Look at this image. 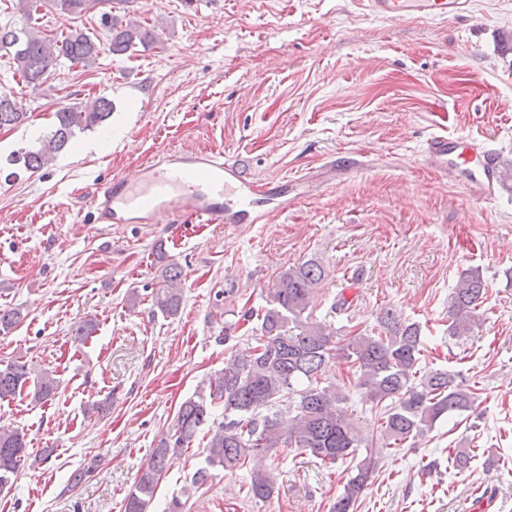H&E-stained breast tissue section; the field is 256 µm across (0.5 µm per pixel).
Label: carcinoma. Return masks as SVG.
Returning a JSON list of instances; mask_svg holds the SVG:
<instances>
[{
	"label": "carcinoma",
	"mask_w": 512,
	"mask_h": 512,
	"mask_svg": "<svg viewBox=\"0 0 512 512\" xmlns=\"http://www.w3.org/2000/svg\"><path fill=\"white\" fill-rule=\"evenodd\" d=\"M42 0H18L23 26H0V57H11L15 73L27 86L37 88L65 59L74 65L92 67L102 53L101 43L84 30L71 28L66 35L49 37L42 30ZM61 13L78 19L93 9L95 0H52ZM100 25L109 33L108 53L122 55L139 45L156 43L154 30L139 21H122L104 11ZM112 102L106 97L92 104L62 106L54 112L53 129L37 145L18 152L16 161L32 173L43 170L70 146L79 132L101 126L110 116ZM27 115L16 110L11 95L0 93V129L16 127ZM325 271L314 260L291 265L278 273L268 289L266 306L257 312L260 322L256 345L225 363L194 397L178 410L172 432L152 449L147 465L136 477L125 498L124 512H150L159 481L169 459L189 447L196 434L208 427L205 466L198 468L192 483L202 487L212 477L210 470L249 468L248 492L266 501L274 484L264 464L273 448L288 447L308 452L325 465L356 454H366L356 465L330 512H354L363 490L374 475L378 449L364 437L341 407L347 400L342 387L326 383L332 363L342 360L352 370L355 386L367 398L385 405L380 436L385 447H413L416 439L451 415L475 407L476 388L456 381L448 371L419 375L423 351L421 327L401 320L392 309L378 317L377 333L337 337V332L304 316L314 287ZM161 285L154 292L156 307L168 316L180 311L182 269L169 261L161 272ZM486 293L479 270L460 276L448 298V332L468 336L476 326V311ZM31 371L19 360L0 366V400L13 397L28 382ZM58 381L49 371L36 376L35 397L53 398ZM288 405L294 415L283 419L280 407ZM224 408V422L209 426L213 412ZM26 448L25 435L0 427V489L17 478Z\"/></svg>",
	"instance_id": "obj_1"
}]
</instances>
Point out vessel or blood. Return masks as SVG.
Returning a JSON list of instances; mask_svg holds the SVG:
<instances>
[{
    "mask_svg": "<svg viewBox=\"0 0 512 512\" xmlns=\"http://www.w3.org/2000/svg\"><path fill=\"white\" fill-rule=\"evenodd\" d=\"M375 18L448 20L468 13L471 0H366ZM425 164L461 186L468 195L495 198L499 190L498 158L478 144L445 134L428 138ZM354 154L337 156L324 167L306 173V180L327 183L337 175L362 167ZM302 198L287 183L253 179L242 164L218 149L165 150L144 165L137 176L113 178L96 185L87 208L99 224H150L158 212L171 214L177 224L236 226L261 224L270 216L296 210Z\"/></svg>",
    "mask_w": 512,
    "mask_h": 512,
    "instance_id": "vessel-or-blood-1",
    "label": "vessel or blood"
}]
</instances>
